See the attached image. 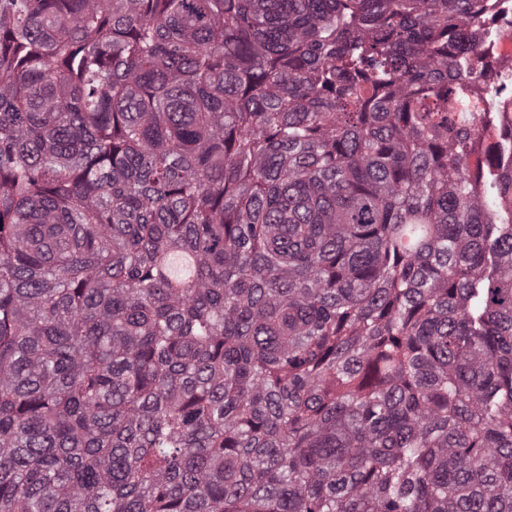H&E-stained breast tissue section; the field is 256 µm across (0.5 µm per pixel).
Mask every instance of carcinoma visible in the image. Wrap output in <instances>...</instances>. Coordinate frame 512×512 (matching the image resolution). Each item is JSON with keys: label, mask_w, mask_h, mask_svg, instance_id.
Here are the masks:
<instances>
[{"label": "carcinoma", "mask_w": 512, "mask_h": 512, "mask_svg": "<svg viewBox=\"0 0 512 512\" xmlns=\"http://www.w3.org/2000/svg\"><path fill=\"white\" fill-rule=\"evenodd\" d=\"M490 17L0 0V512H512Z\"/></svg>", "instance_id": "cac0c4a2"}]
</instances>
